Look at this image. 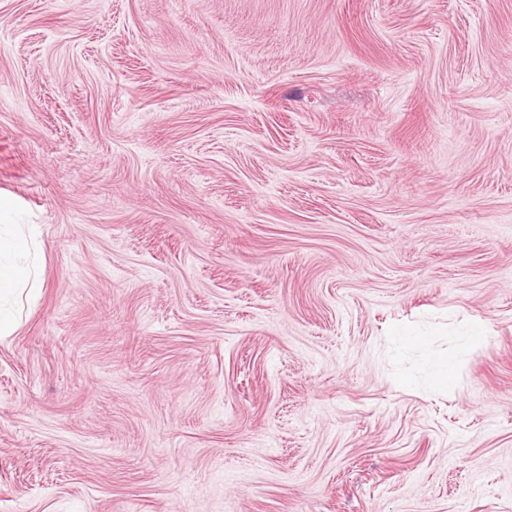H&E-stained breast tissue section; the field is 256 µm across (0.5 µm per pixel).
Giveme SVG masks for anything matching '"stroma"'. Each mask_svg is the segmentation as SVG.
<instances>
[{
  "instance_id": "obj_1",
  "label": "stroma",
  "mask_w": 512,
  "mask_h": 512,
  "mask_svg": "<svg viewBox=\"0 0 512 512\" xmlns=\"http://www.w3.org/2000/svg\"><path fill=\"white\" fill-rule=\"evenodd\" d=\"M0 222V512H512V0H0ZM29 226L0 224V302L3 295L31 298L39 291L38 255Z\"/></svg>"
}]
</instances>
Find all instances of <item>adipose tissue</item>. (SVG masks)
Instances as JSON below:
<instances>
[{
	"mask_svg": "<svg viewBox=\"0 0 512 512\" xmlns=\"http://www.w3.org/2000/svg\"><path fill=\"white\" fill-rule=\"evenodd\" d=\"M40 287L38 255L24 224H0V296L33 297Z\"/></svg>",
	"mask_w": 512,
	"mask_h": 512,
	"instance_id": "ef3b65f1",
	"label": "adipose tissue"
}]
</instances>
